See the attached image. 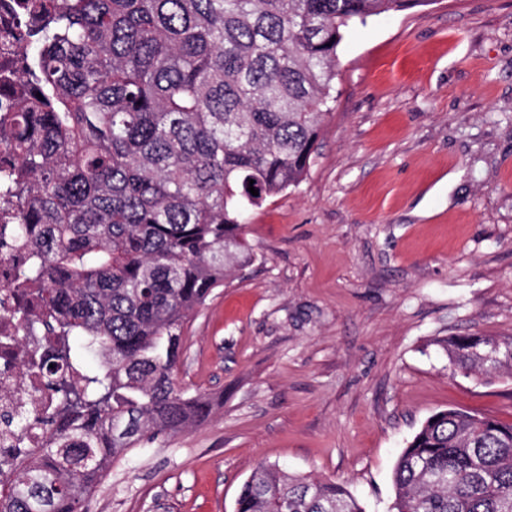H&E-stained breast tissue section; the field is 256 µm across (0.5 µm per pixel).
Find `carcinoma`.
Segmentation results:
<instances>
[{
	"label": "carcinoma",
	"mask_w": 512,
	"mask_h": 512,
	"mask_svg": "<svg viewBox=\"0 0 512 512\" xmlns=\"http://www.w3.org/2000/svg\"><path fill=\"white\" fill-rule=\"evenodd\" d=\"M430 2L27 0L46 24L0 185L18 199L11 233L30 253L14 285L67 345L44 372L62 415L49 447L0 488V512H80L118 455L211 414L175 377L184 325L253 262L242 237L253 208L306 173L346 29ZM83 350L102 367L85 370ZM446 352L465 376L512 374L511 336H453ZM393 486L392 512H512V423L432 414ZM235 512L364 509L340 482L265 463Z\"/></svg>",
	"instance_id": "cac0c4a2"
}]
</instances>
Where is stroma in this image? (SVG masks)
<instances>
[{"mask_svg": "<svg viewBox=\"0 0 512 512\" xmlns=\"http://www.w3.org/2000/svg\"><path fill=\"white\" fill-rule=\"evenodd\" d=\"M303 181L253 210L254 263L182 332L214 401L112 462L82 512H234L265 462L390 512L433 413L512 422V377L453 372L451 336H512V0H431L351 26Z\"/></svg>", "mask_w": 512, "mask_h": 512, "instance_id": "stroma-1", "label": "stroma"}]
</instances>
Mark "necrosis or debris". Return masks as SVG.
Wrapping results in <instances>:
<instances>
[{"mask_svg":"<svg viewBox=\"0 0 512 512\" xmlns=\"http://www.w3.org/2000/svg\"><path fill=\"white\" fill-rule=\"evenodd\" d=\"M38 25V20L21 11L18 0H0L1 113L11 104L12 87L29 78L26 60ZM15 213V206L0 197V481L13 478L24 458L46 446L58 412L41 368L52 339L26 336L23 325L12 315L16 300L7 284L13 267L21 260L9 228ZM19 416L28 421L27 430L15 427Z\"/></svg>","mask_w":512,"mask_h":512,"instance_id":"4bbe7bcc","label":"necrosis or debris"}]
</instances>
